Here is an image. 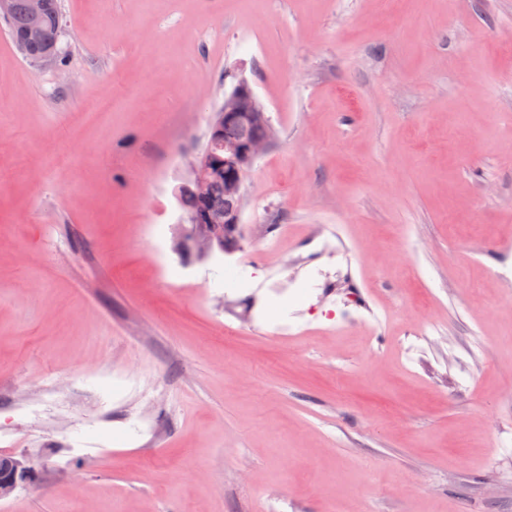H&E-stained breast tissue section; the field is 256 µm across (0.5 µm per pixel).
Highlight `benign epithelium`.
Instances as JSON below:
<instances>
[{
    "mask_svg": "<svg viewBox=\"0 0 512 512\" xmlns=\"http://www.w3.org/2000/svg\"><path fill=\"white\" fill-rule=\"evenodd\" d=\"M236 121L244 126L269 124L265 107L245 78L239 79L224 95L209 123L207 141L195 155L190 181L191 191L200 199L207 197L210 184L224 177V193L232 204L224 214L208 212L184 213L180 218L181 233L174 251L193 252L200 259L216 254H229L245 239L246 225L242 220L244 181L257 159L272 144L273 138L244 135L235 141L224 140V123ZM34 480L28 466L16 457H0V498L8 496L18 485Z\"/></svg>",
    "mask_w": 512,
    "mask_h": 512,
    "instance_id": "benign-epithelium-1",
    "label": "benign epithelium"
}]
</instances>
